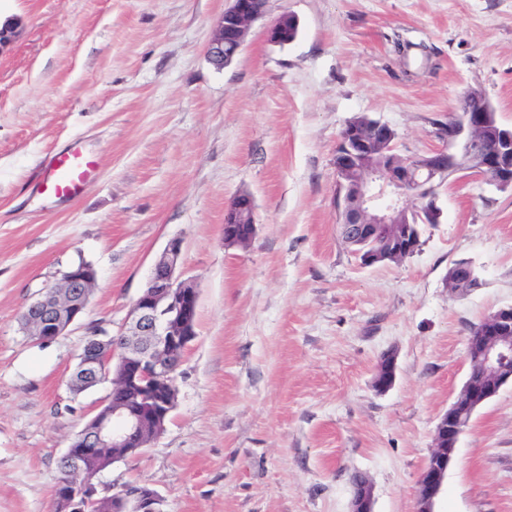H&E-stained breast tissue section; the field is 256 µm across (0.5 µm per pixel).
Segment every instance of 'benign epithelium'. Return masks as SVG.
Here are the masks:
<instances>
[{"label":"benign epithelium","mask_w":512,"mask_h":512,"mask_svg":"<svg viewBox=\"0 0 512 512\" xmlns=\"http://www.w3.org/2000/svg\"><path fill=\"white\" fill-rule=\"evenodd\" d=\"M264 3L230 0L208 47L215 66H227L240 55L251 27L265 14ZM441 136L447 147L403 157L396 152L397 133L386 123L353 118L342 130L333 158L343 192L338 227L343 241L356 247L361 264L415 253L421 235L416 223L438 222L436 189L452 173L470 171L500 189H512V127L497 122L489 103L476 111L458 110ZM255 233L253 197L239 194L224 214V245L245 246ZM181 251L180 240L168 243L121 333L108 338L92 332L79 356L70 386L85 391L109 382L112 389L67 448L63 463L79 479L57 485L55 512H99L106 497L87 464L107 448L114 461L140 453L146 433L165 427L175 407L171 370L178 369L195 337L198 307L195 285L175 276ZM469 273L463 281L456 276L447 280L450 289L466 293L478 287L474 268ZM94 282L91 269L69 267L24 310L26 335L42 342L61 335L85 313ZM468 358L471 378L439 419L435 446L416 483L414 512H435L459 437L469 425L468 411L512 384V304L474 328ZM352 487L350 512H374L369 478L355 475ZM122 496L129 512H163L161 496L146 486L127 484Z\"/></svg>","instance_id":"obj_1"}]
</instances>
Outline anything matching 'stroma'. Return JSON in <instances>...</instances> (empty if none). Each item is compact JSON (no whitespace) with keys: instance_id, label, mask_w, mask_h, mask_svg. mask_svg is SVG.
<instances>
[{"instance_id":"stroma-1","label":"stroma","mask_w":512,"mask_h":512,"mask_svg":"<svg viewBox=\"0 0 512 512\" xmlns=\"http://www.w3.org/2000/svg\"><path fill=\"white\" fill-rule=\"evenodd\" d=\"M228 0H0V512H54L70 441L108 396L74 393L92 329H123L168 242L199 291L176 407L140 455L98 477L163 512H413L434 431L469 374L468 337L512 304V189L465 172L440 223L399 263L362 266L338 230L332 160L345 124L391 126L397 150L443 148L469 91L512 126V0H267L242 53L208 46ZM299 22L270 44L267 22ZM96 162L81 194L40 183L51 156ZM255 201L256 235L225 247L224 211ZM96 272L82 319L39 342L27 305L77 261ZM480 285L453 294L449 267ZM395 380L373 386L384 355ZM437 512H512V386L460 436ZM352 487L350 512H375L373 484L369 478L362 474H356L352 480ZM122 496L130 507L129 512H163L162 498L153 489L138 484H127Z\"/></svg>"}]
</instances>
